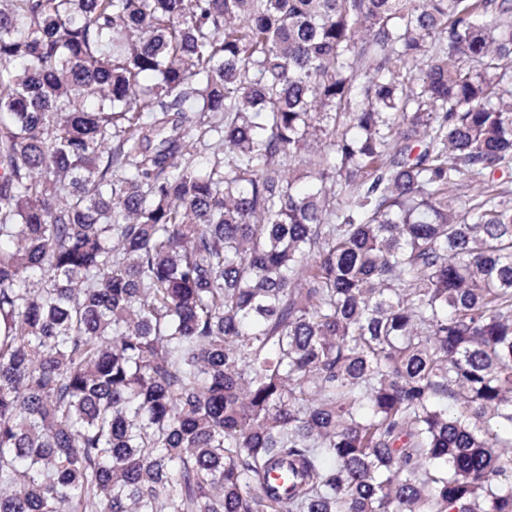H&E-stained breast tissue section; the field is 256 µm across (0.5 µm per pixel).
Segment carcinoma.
I'll list each match as a JSON object with an SVG mask.
<instances>
[{
    "instance_id": "1",
    "label": "carcinoma",
    "mask_w": 512,
    "mask_h": 512,
    "mask_svg": "<svg viewBox=\"0 0 512 512\" xmlns=\"http://www.w3.org/2000/svg\"><path fill=\"white\" fill-rule=\"evenodd\" d=\"M509 68L512 0H0V512H512Z\"/></svg>"
}]
</instances>
